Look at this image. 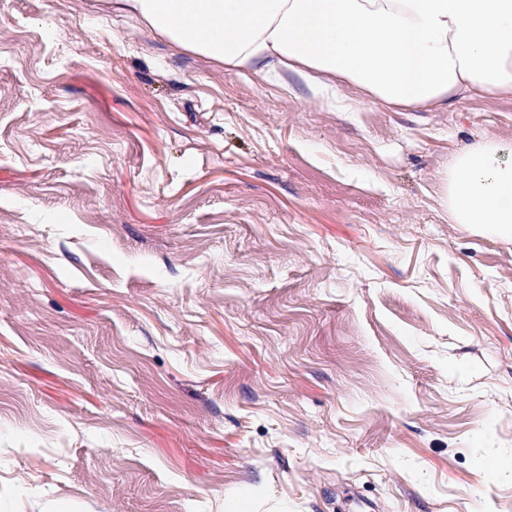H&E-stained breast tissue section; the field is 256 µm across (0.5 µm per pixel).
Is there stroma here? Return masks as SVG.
<instances>
[{"instance_id": "35a3bbf8", "label": "stroma", "mask_w": 512, "mask_h": 512, "mask_svg": "<svg viewBox=\"0 0 512 512\" xmlns=\"http://www.w3.org/2000/svg\"><path fill=\"white\" fill-rule=\"evenodd\" d=\"M337 96L0 0V512H512V97ZM485 142L457 156L448 176V212L457 224L498 227L512 237V160Z\"/></svg>"}]
</instances>
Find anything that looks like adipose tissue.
Returning a JSON list of instances; mask_svg holds the SVG:
<instances>
[{
  "label": "adipose tissue",
  "instance_id": "ef3b65f1",
  "mask_svg": "<svg viewBox=\"0 0 512 512\" xmlns=\"http://www.w3.org/2000/svg\"><path fill=\"white\" fill-rule=\"evenodd\" d=\"M175 44L232 66L297 72L327 100L335 78L390 105L512 94V0H125ZM485 142L448 176L455 223L512 236V160Z\"/></svg>",
  "mask_w": 512,
  "mask_h": 512
}]
</instances>
